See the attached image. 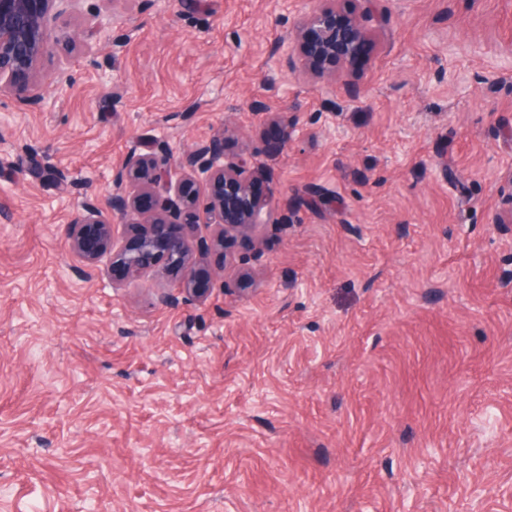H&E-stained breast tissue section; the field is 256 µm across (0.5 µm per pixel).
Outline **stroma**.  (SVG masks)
Returning <instances> with one entry per match:
<instances>
[{
	"mask_svg": "<svg viewBox=\"0 0 512 512\" xmlns=\"http://www.w3.org/2000/svg\"><path fill=\"white\" fill-rule=\"evenodd\" d=\"M335 4L354 102L307 0H70L0 95V512H512V0ZM222 130L276 223L86 278L76 203ZM318 2L304 12L298 21V51L304 58H313L323 67L332 68L342 61H350L356 55L358 47L371 37V30L357 19H341L330 6L333 0Z\"/></svg>",
	"mask_w": 512,
	"mask_h": 512,
	"instance_id": "obj_1",
	"label": "stroma"
}]
</instances>
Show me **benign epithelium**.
<instances>
[{
	"label": "benign epithelium",
	"mask_w": 512,
	"mask_h": 512,
	"mask_svg": "<svg viewBox=\"0 0 512 512\" xmlns=\"http://www.w3.org/2000/svg\"><path fill=\"white\" fill-rule=\"evenodd\" d=\"M66 0H0V94L19 103L30 102L31 72L54 42L70 41L64 29L49 21L64 13ZM333 0H318L298 21V51L336 72L350 61L371 30L357 19H342ZM202 142L177 162H171L162 144L141 152L132 148L114 180L108 208L85 200L68 228L72 251L81 259L85 274H98L100 258L112 254V266L126 281L151 271L179 273L181 292L197 296L190 257L192 248L180 219L215 226L208 238L197 241L200 253L224 247V239L242 235L261 224L274 223L272 198L260 194L256 183L270 179L264 171L239 156L224 153L225 133ZM125 224L128 242L118 247L111 225Z\"/></svg>",
	"instance_id": "obj_1"
}]
</instances>
